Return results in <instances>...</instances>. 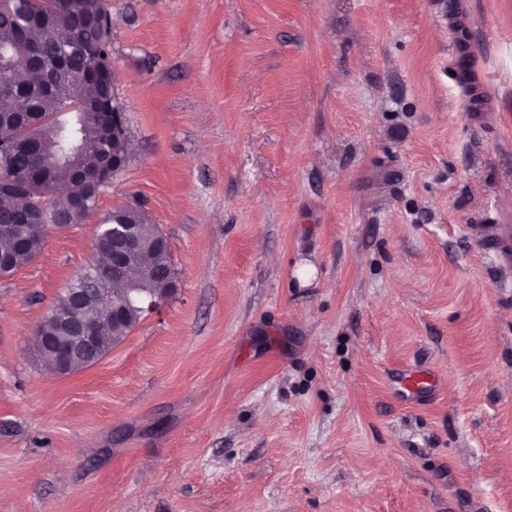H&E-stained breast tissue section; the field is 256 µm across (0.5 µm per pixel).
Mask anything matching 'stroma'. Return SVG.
<instances>
[{"label": "stroma", "instance_id": "35a3bbf8", "mask_svg": "<svg viewBox=\"0 0 512 512\" xmlns=\"http://www.w3.org/2000/svg\"><path fill=\"white\" fill-rule=\"evenodd\" d=\"M105 5L131 158L0 278V512H512V0ZM127 206L177 289L55 373ZM87 296H75L73 306L69 316L62 319V315L67 311L70 305L69 297L62 292L56 301L47 309L42 321L36 329L35 336H53L57 329L58 322H62L68 328L76 331L78 336H66L67 343L61 346L58 343L56 355L58 357L59 368L65 369L73 358L74 352L79 351L83 355H92L96 352L97 336L89 333H83L81 327L82 307L85 306ZM399 382L403 391L411 395H418L425 390H432L437 387L435 376L428 372L412 371L400 376Z\"/></svg>", "mask_w": 512, "mask_h": 512}]
</instances>
